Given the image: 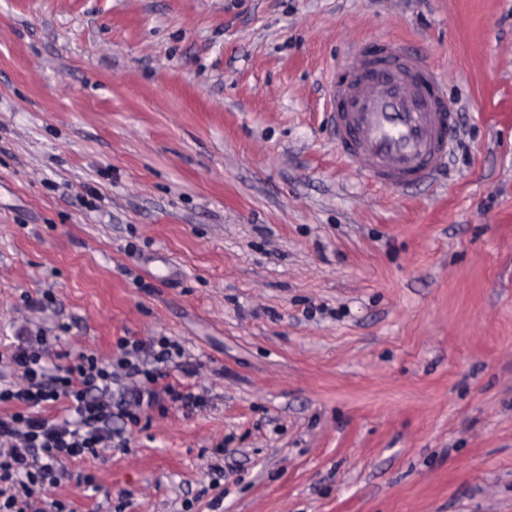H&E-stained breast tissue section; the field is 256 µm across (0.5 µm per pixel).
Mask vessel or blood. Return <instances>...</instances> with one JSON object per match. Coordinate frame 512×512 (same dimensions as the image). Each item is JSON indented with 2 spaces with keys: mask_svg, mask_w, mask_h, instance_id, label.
Segmentation results:
<instances>
[{
  "mask_svg": "<svg viewBox=\"0 0 512 512\" xmlns=\"http://www.w3.org/2000/svg\"><path fill=\"white\" fill-rule=\"evenodd\" d=\"M355 56L357 71L326 103L342 158L383 187L431 182L449 138L437 70L394 39L372 40Z\"/></svg>",
  "mask_w": 512,
  "mask_h": 512,
  "instance_id": "1",
  "label": "vessel or blood"
}]
</instances>
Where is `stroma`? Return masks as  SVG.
<instances>
[{
  "label": "stroma",
  "instance_id": "stroma-1",
  "mask_svg": "<svg viewBox=\"0 0 512 512\" xmlns=\"http://www.w3.org/2000/svg\"><path fill=\"white\" fill-rule=\"evenodd\" d=\"M403 40L456 119L383 189L324 109ZM190 354L73 512H512V0H0V336Z\"/></svg>",
  "mask_w": 512,
  "mask_h": 512
}]
</instances>
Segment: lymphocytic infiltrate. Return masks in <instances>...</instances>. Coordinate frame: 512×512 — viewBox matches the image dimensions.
<instances>
[{"label":"lymphocytic infiltrate","instance_id":"f902f5d3","mask_svg":"<svg viewBox=\"0 0 512 512\" xmlns=\"http://www.w3.org/2000/svg\"><path fill=\"white\" fill-rule=\"evenodd\" d=\"M52 345L43 333L17 337L4 356L22 384L0 383V512H68L67 503L48 499L68 475L70 464L126 446L113 430L120 415L139 423L162 398L194 410L205 403L193 388L165 380L170 368L184 369L188 357L169 337L121 338L117 353L103 360L81 353L66 364L49 365Z\"/></svg>","mask_w":512,"mask_h":512}]
</instances>
